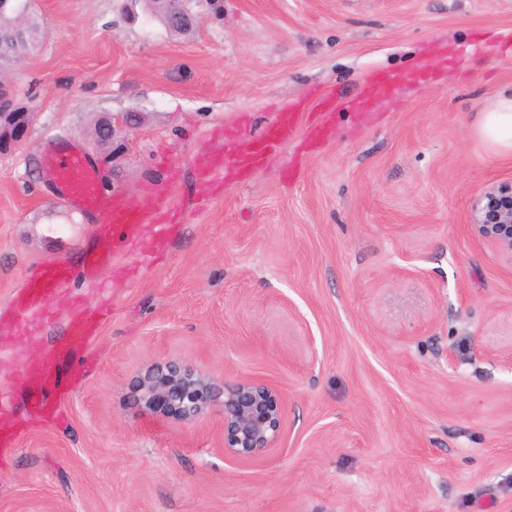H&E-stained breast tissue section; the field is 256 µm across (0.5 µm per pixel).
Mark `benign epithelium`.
Segmentation results:
<instances>
[{"instance_id":"1","label":"benign epithelium","mask_w":512,"mask_h":512,"mask_svg":"<svg viewBox=\"0 0 512 512\" xmlns=\"http://www.w3.org/2000/svg\"><path fill=\"white\" fill-rule=\"evenodd\" d=\"M36 47L25 16L0 27V68L15 65ZM34 112L16 101L8 86L0 83V157L26 141ZM117 134L112 117L99 118L94 143L112 146ZM474 230L497 246L512 261V182L486 189L471 205ZM138 403L179 422H197L213 411L222 415L224 455L252 461L276 447L285 418L281 393L270 383L253 378H217L193 366L168 361L149 366L134 380Z\"/></svg>"}]
</instances>
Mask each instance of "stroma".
<instances>
[{
	"label": "stroma",
	"mask_w": 512,
	"mask_h": 512,
	"mask_svg": "<svg viewBox=\"0 0 512 512\" xmlns=\"http://www.w3.org/2000/svg\"><path fill=\"white\" fill-rule=\"evenodd\" d=\"M36 48L7 70L35 112L0 157V316L46 264L69 295L110 303L101 330L57 361L54 390L24 372L73 312L0 329V407L22 428L0 450V512H512V262L473 232V199L512 180L477 116L512 87V0H191L190 34L148 0H35ZM398 86L370 111V80ZM335 108L246 182L200 192L197 160L281 112ZM120 123L109 160L88 136ZM86 150L108 195L176 169L183 211L164 257L60 202L49 146ZM251 377L287 404L276 448L224 455L221 416L182 423L138 407L157 361ZM61 401L48 427L36 403Z\"/></svg>",
	"instance_id": "obj_1"
}]
</instances>
